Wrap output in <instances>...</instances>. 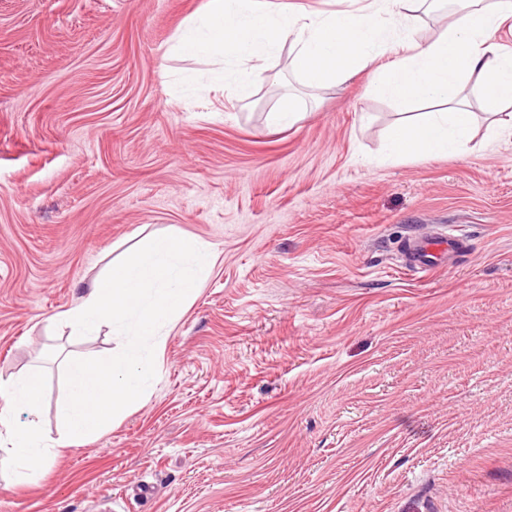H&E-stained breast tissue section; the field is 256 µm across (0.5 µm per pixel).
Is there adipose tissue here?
<instances>
[{
	"label": "adipose tissue",
	"mask_w": 512,
	"mask_h": 512,
	"mask_svg": "<svg viewBox=\"0 0 512 512\" xmlns=\"http://www.w3.org/2000/svg\"><path fill=\"white\" fill-rule=\"evenodd\" d=\"M418 2L370 0L362 9L322 16L303 8L286 12L272 0H204L171 51L191 59H232L224 88L241 101L253 96L267 62L286 51L308 87L326 88L368 68L373 91L396 109L439 102L420 120L401 117L388 127L387 148L399 159L464 149L475 121L462 98L470 84L493 125L512 130V117H500L503 104L512 102V57L490 40L503 18L512 16V0H458L441 31L422 41L413 37Z\"/></svg>",
	"instance_id": "1"
}]
</instances>
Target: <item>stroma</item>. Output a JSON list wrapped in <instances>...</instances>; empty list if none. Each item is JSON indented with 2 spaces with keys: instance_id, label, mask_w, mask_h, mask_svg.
<instances>
[{
  "instance_id": "35a3bbf8",
  "label": "stroma",
  "mask_w": 512,
  "mask_h": 512,
  "mask_svg": "<svg viewBox=\"0 0 512 512\" xmlns=\"http://www.w3.org/2000/svg\"><path fill=\"white\" fill-rule=\"evenodd\" d=\"M202 2L0 0V376L45 372L46 436L66 362L125 345L56 314L145 238L215 254L142 401L0 512H512V135L473 95V150L391 158L369 72L285 55L235 100L169 53ZM436 226L467 250L405 269ZM299 100L291 95L283 96L280 106L268 113V123L273 129L287 127L288 123L302 118Z\"/></svg>"
}]
</instances>
